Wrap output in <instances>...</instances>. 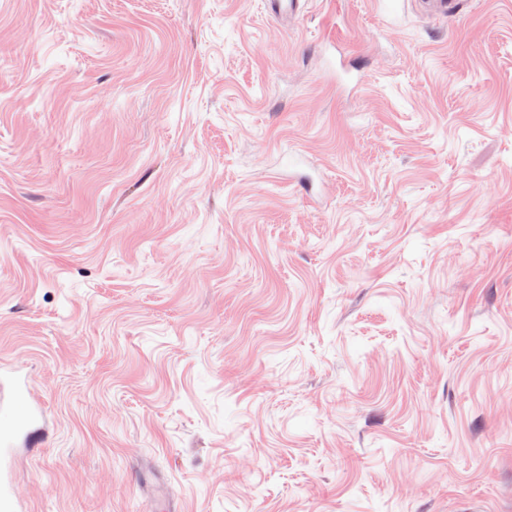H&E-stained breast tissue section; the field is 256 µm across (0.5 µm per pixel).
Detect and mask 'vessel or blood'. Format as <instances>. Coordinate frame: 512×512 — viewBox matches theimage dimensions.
Returning a JSON list of instances; mask_svg holds the SVG:
<instances>
[{
  "label": "vessel or blood",
  "instance_id": "obj_1",
  "mask_svg": "<svg viewBox=\"0 0 512 512\" xmlns=\"http://www.w3.org/2000/svg\"><path fill=\"white\" fill-rule=\"evenodd\" d=\"M9 388L8 399L0 400V454H10L17 444H32L33 424L43 416L26 383L10 374L0 373V389Z\"/></svg>",
  "mask_w": 512,
  "mask_h": 512
}]
</instances>
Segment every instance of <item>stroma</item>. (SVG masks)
<instances>
[{
	"mask_svg": "<svg viewBox=\"0 0 512 512\" xmlns=\"http://www.w3.org/2000/svg\"><path fill=\"white\" fill-rule=\"evenodd\" d=\"M0 0L19 512H512V0ZM9 385L10 396L7 401L0 400V454L8 455L17 443L32 444L35 431L30 427L43 418L42 405L35 401L26 383L8 374L0 373L1 393Z\"/></svg>",
	"mask_w": 512,
	"mask_h": 512,
	"instance_id": "stroma-1",
	"label": "stroma"
}]
</instances>
